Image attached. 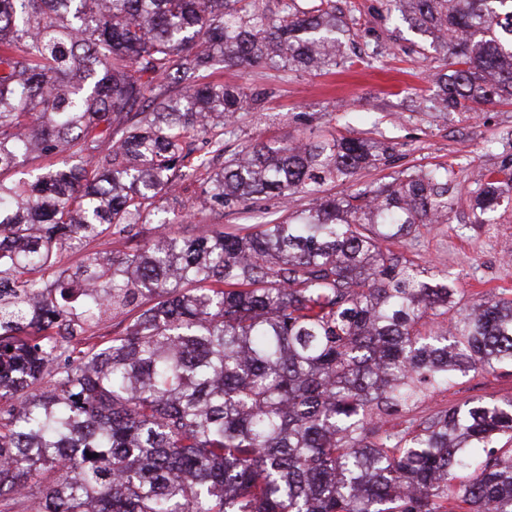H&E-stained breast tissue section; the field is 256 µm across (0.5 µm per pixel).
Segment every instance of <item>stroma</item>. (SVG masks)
<instances>
[{
  "label": "stroma",
  "mask_w": 512,
  "mask_h": 512,
  "mask_svg": "<svg viewBox=\"0 0 512 512\" xmlns=\"http://www.w3.org/2000/svg\"><path fill=\"white\" fill-rule=\"evenodd\" d=\"M383 0H336L350 37L336 68L322 72H295L259 65L241 73L216 71L218 83L260 92L258 109L240 113L234 131L224 137V152L232 154L245 145L306 137L317 139L358 134L391 143L393 163L360 172L355 186L383 181L410 168L451 167L459 193L444 224L420 228L404 248L407 258L447 271L459 303L483 293L512 291V203L503 204L492 224L472 221L470 185L479 170L493 166L507 149L512 133V105H497L484 112L447 111L433 76L442 61L427 35L415 32L396 17L386 16ZM200 187L189 183L176 199L166 202L169 211L185 214L172 225L183 239L194 238L202 224L235 227L248 223L250 212L283 215L300 210L309 198L289 203L267 197L256 200L252 211H231L217 206L201 209ZM512 397V369L471 374L438 393L423 408V415L474 398Z\"/></svg>",
  "instance_id": "35a3bbf8"
}]
</instances>
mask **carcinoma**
<instances>
[{"instance_id":"1","label":"carcinoma","mask_w":512,"mask_h":512,"mask_svg":"<svg viewBox=\"0 0 512 512\" xmlns=\"http://www.w3.org/2000/svg\"><path fill=\"white\" fill-rule=\"evenodd\" d=\"M385 11L434 39L449 108L512 100V0ZM345 36L336 0H0V512H512V398L417 418L512 367V297L456 313L447 272L390 248L447 223L453 172L327 194L394 157L344 135L214 164L261 94L209 76L334 67ZM188 181L228 209L311 204L181 240L162 202ZM506 190L512 152L473 223Z\"/></svg>"}]
</instances>
